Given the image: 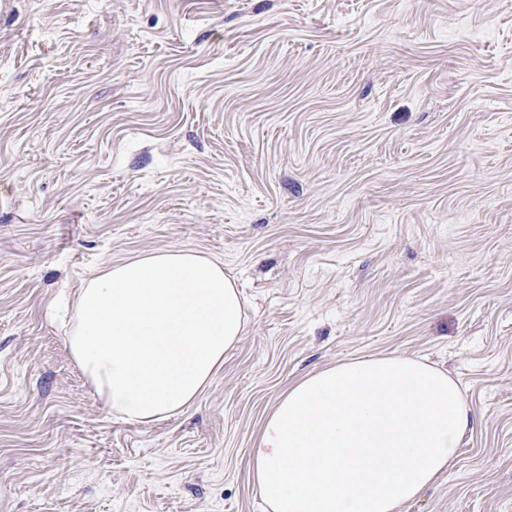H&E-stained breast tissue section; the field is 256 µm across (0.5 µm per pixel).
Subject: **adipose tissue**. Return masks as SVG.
I'll return each mask as SVG.
<instances>
[{
	"label": "adipose tissue",
	"instance_id": "ef3b65f1",
	"mask_svg": "<svg viewBox=\"0 0 512 512\" xmlns=\"http://www.w3.org/2000/svg\"><path fill=\"white\" fill-rule=\"evenodd\" d=\"M245 328L223 263L167 249L89 277L64 342L110 411L159 423L197 400ZM472 425L457 382L423 361L341 362L278 399L251 475L269 512H400L448 473Z\"/></svg>",
	"mask_w": 512,
	"mask_h": 512
}]
</instances>
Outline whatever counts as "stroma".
I'll return each mask as SVG.
<instances>
[{
  "label": "stroma",
  "instance_id": "1",
  "mask_svg": "<svg viewBox=\"0 0 512 512\" xmlns=\"http://www.w3.org/2000/svg\"><path fill=\"white\" fill-rule=\"evenodd\" d=\"M170 248L248 326L128 423L55 310ZM392 354L474 418L401 512H512V0H0V512H266L282 393Z\"/></svg>",
  "mask_w": 512,
  "mask_h": 512
}]
</instances>
